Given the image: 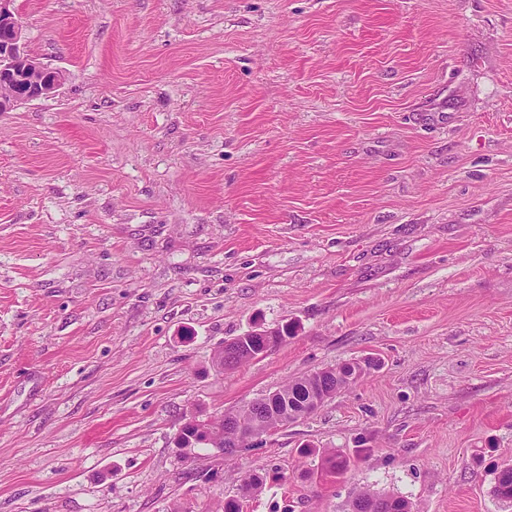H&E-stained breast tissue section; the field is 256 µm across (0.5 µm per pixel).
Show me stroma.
I'll return each mask as SVG.
<instances>
[{
	"mask_svg": "<svg viewBox=\"0 0 512 512\" xmlns=\"http://www.w3.org/2000/svg\"><path fill=\"white\" fill-rule=\"evenodd\" d=\"M13 7L64 80L0 112V512H224L253 471L244 512H512V0ZM364 357L234 457L175 446ZM491 493L494 498L512 507V466L501 468L495 477ZM412 503L401 496L363 491L351 501L350 512H413Z\"/></svg>",
	"mask_w": 512,
	"mask_h": 512,
	"instance_id": "obj_1",
	"label": "stroma"
}]
</instances>
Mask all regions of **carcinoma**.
I'll use <instances>...</instances> for the list:
<instances>
[{
	"label": "carcinoma",
	"mask_w": 512,
	"mask_h": 512,
	"mask_svg": "<svg viewBox=\"0 0 512 512\" xmlns=\"http://www.w3.org/2000/svg\"><path fill=\"white\" fill-rule=\"evenodd\" d=\"M253 360L249 353L242 350V345L224 347V369L233 370ZM354 365L351 362L327 368L294 380L279 391L269 393L254 401L241 410H231L217 419L208 422L209 429L200 431L192 428L188 431V439L194 446L218 448L226 457L234 456L243 444L240 433L254 428L264 429L263 416L271 415V411L280 412L287 408L308 412L315 411L311 406L314 393L333 397L357 377L353 376ZM262 484V478L250 474L243 483L244 493L224 502V512H243V500L250 497ZM491 493L501 502L512 505V466L501 468L495 477ZM349 512H413L412 503L401 496L363 491L351 501Z\"/></svg>",
	"instance_id": "1"
}]
</instances>
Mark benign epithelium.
Masks as SVG:
<instances>
[{"label": "benign epithelium", "instance_id": "7a95c632", "mask_svg": "<svg viewBox=\"0 0 512 512\" xmlns=\"http://www.w3.org/2000/svg\"><path fill=\"white\" fill-rule=\"evenodd\" d=\"M13 0H0V112L54 95L62 85V72L42 64L27 50L22 29L10 9ZM248 335L262 341L263 356L285 337L274 329L257 327Z\"/></svg>", "mask_w": 512, "mask_h": 512}]
</instances>
